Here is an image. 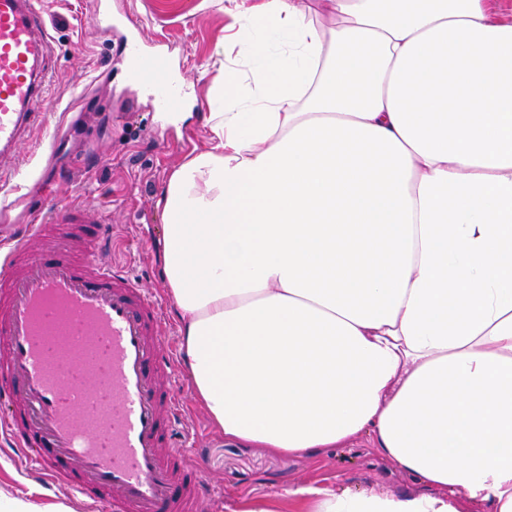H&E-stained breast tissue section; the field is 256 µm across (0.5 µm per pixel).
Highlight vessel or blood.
<instances>
[{
	"label": "vessel or blood",
	"instance_id": "b4317fda",
	"mask_svg": "<svg viewBox=\"0 0 512 512\" xmlns=\"http://www.w3.org/2000/svg\"><path fill=\"white\" fill-rule=\"evenodd\" d=\"M49 53L38 0H0V186L42 115ZM123 68L158 111L181 107L162 56L144 58L133 42ZM52 227L59 243L32 249ZM0 235L10 243L0 253V434L33 477L98 512H199L212 492L201 463L170 450L183 407L166 383L164 306L109 259L111 225L46 200Z\"/></svg>",
	"mask_w": 512,
	"mask_h": 512
}]
</instances>
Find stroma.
<instances>
[{"label": "stroma", "mask_w": 512, "mask_h": 512, "mask_svg": "<svg viewBox=\"0 0 512 512\" xmlns=\"http://www.w3.org/2000/svg\"><path fill=\"white\" fill-rule=\"evenodd\" d=\"M51 42L50 82L43 106L46 122L26 134L15 164L17 184L31 187L12 212L26 224L42 199L60 206L90 205L112 224L113 258L129 266L143 288L163 297L161 333L179 349L178 317L162 288L158 251L166 218L156 205L169 172L208 135V90L219 59H235L225 38L231 19L224 0H41ZM112 17L111 31L96 26ZM144 57L167 53L172 75L183 86V111H156L150 93L130 86L121 68L128 35ZM174 385L183 406L181 434L194 439L213 490L206 512H237L248 499L274 496L288 487L340 481L351 489L415 490L412 478L376 457L367 444L285 457L225 441L195 400L189 372L177 363ZM0 489L33 493L44 505L65 503L72 512H94L65 486L46 488L30 476L26 459L0 438Z\"/></svg>", "instance_id": "35a3bbf8"}]
</instances>
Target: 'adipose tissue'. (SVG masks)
Segmentation results:
<instances>
[{
	"instance_id": "ef3b65f1",
	"label": "adipose tissue",
	"mask_w": 512,
	"mask_h": 512,
	"mask_svg": "<svg viewBox=\"0 0 512 512\" xmlns=\"http://www.w3.org/2000/svg\"><path fill=\"white\" fill-rule=\"evenodd\" d=\"M231 11L209 136L158 199L163 286L225 440H368L411 492L240 512H512V23L494 0Z\"/></svg>"
}]
</instances>
